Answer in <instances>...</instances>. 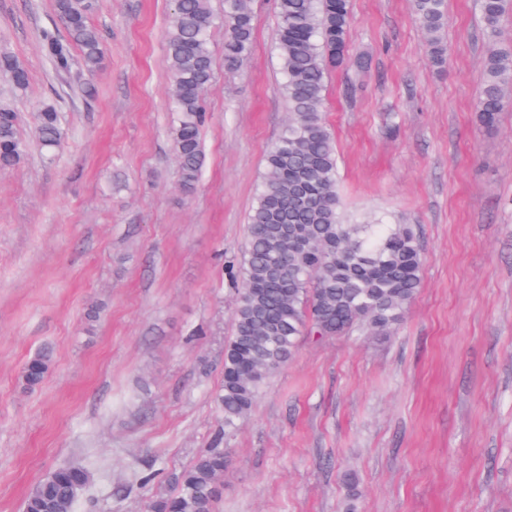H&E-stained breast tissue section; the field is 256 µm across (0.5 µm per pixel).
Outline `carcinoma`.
<instances>
[{
	"mask_svg": "<svg viewBox=\"0 0 512 512\" xmlns=\"http://www.w3.org/2000/svg\"><path fill=\"white\" fill-rule=\"evenodd\" d=\"M276 32L288 124L268 151L261 187L246 224L240 259L227 265L236 290L233 333L224 348V374L216 403L224 430L236 428L252 409L267 377L294 354L302 336H344L359 331L387 336L401 323L420 287L422 253L410 224L357 223L341 208L335 140L322 116L328 78L345 62L350 0H274ZM509 0H479L488 49L481 60L483 84L476 109L485 126L496 123L512 88V44L502 40L500 22ZM97 0H54L66 35L45 30L42 48L71 94L85 98L91 87L72 70V48L82 70L103 62L98 30L90 23ZM412 11L428 36L431 61L442 66L446 45V0H412ZM210 0H174L164 34L172 102L178 118L171 136L181 188L194 189L205 154L201 128L205 93L212 83L209 32L216 23ZM224 65L238 66L254 35L251 0H224ZM0 73L24 94L26 69L0 54ZM18 115L0 106V171L17 167L25 145ZM64 138L56 107L38 110L36 139L45 160H54ZM51 352L43 349L25 364L23 380L33 389L47 373ZM224 477V452L200 455L176 478L174 494L152 512H213ZM93 473L79 466L37 483L24 501L26 512H75L76 485L89 487Z\"/></svg>",
	"mask_w": 512,
	"mask_h": 512,
	"instance_id": "cac0c4a2",
	"label": "carcinoma"
}]
</instances>
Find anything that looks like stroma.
Instances as JSON below:
<instances>
[{
    "label": "stroma",
    "mask_w": 512,
    "mask_h": 512,
    "mask_svg": "<svg viewBox=\"0 0 512 512\" xmlns=\"http://www.w3.org/2000/svg\"><path fill=\"white\" fill-rule=\"evenodd\" d=\"M249 57L214 78L206 155L178 184L163 35L171 0H98L104 60L73 98L46 59L53 0H0V81L28 151L0 172V512H22L54 469L94 475L76 512H151L201 454L224 451L214 512H512V102L475 110L486 52L478 0H447L446 62L430 60L411 0H351L350 58L322 114L344 209L414 225L421 288L387 338L301 339L225 433L214 402L265 157L288 121L274 0H253ZM66 138L34 143L41 103ZM52 360L26 388L27 360ZM0 73L7 79L16 94L22 95L27 91L28 72L8 53L0 54Z\"/></svg>",
    "instance_id": "35a3bbf8"
}]
</instances>
